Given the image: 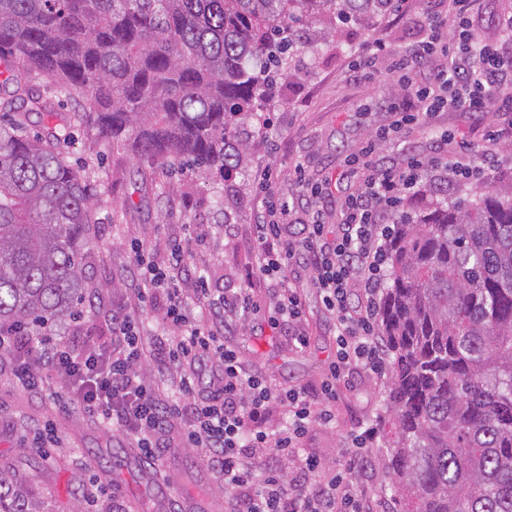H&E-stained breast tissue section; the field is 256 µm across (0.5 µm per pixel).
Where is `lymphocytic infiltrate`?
<instances>
[{
    "label": "lymphocytic infiltrate",
    "mask_w": 512,
    "mask_h": 512,
    "mask_svg": "<svg viewBox=\"0 0 512 512\" xmlns=\"http://www.w3.org/2000/svg\"><path fill=\"white\" fill-rule=\"evenodd\" d=\"M479 12L480 0H448L446 14L429 16L423 40L398 53L376 43L355 70L369 73L383 53L392 71L406 70L439 51L447 66L429 85L406 91L392 111L406 123L444 110L488 111L512 97V15L498 18L496 40L484 41L475 32ZM500 137L490 132L477 157L463 146L443 155L410 157L398 169L363 174L343 205L340 223L332 226L317 219L290 233L275 219L277 200L266 194L267 218L256 226L259 247L238 287L216 295L207 279L192 283L212 320H218L216 330L192 315L174 286L186 272L182 250L172 248L167 263L158 265L142 245L130 243L138 305L162 303L166 322L179 330L175 342H147L135 311L119 308L111 316L109 352L78 346L63 336L7 329L0 332V367H10L18 386L41 395L50 390L48 376H55L69 403L120 430L150 466L160 464L171 448L167 433L174 421L183 422L184 446L200 449L228 493L225 512H372L358 488L359 476L373 465L372 430L346 442L348 462L340 471L327 468L317 455L301 454V443L314 425L334 422L336 391L352 370L378 373L384 367L387 353L376 316L386 241L402 196L418 194L426 182L439 179L452 187L483 185L502 162L496 150ZM293 266L309 271L336 335V356L313 397L272 387L265 377L248 373L240 353L221 338L261 318L293 343L306 345L301 295L287 276ZM257 278L270 290L268 306L251 297ZM149 361L160 371L179 369L177 397L163 396L158 381L146 376L142 366ZM205 364L211 376L203 386L197 371ZM276 412L287 415L286 428L269 429L267 421Z\"/></svg>",
    "instance_id": "f902f5d3"
}]
</instances>
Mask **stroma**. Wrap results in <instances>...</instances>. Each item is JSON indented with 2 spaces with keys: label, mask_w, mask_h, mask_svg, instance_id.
I'll list each match as a JSON object with an SVG mask.
<instances>
[{
  "label": "stroma",
  "mask_w": 512,
  "mask_h": 512,
  "mask_svg": "<svg viewBox=\"0 0 512 512\" xmlns=\"http://www.w3.org/2000/svg\"><path fill=\"white\" fill-rule=\"evenodd\" d=\"M444 8L443 0H405L401 11L365 27L308 24L314 51L302 54L299 72L279 84L276 104L265 114L266 129L247 140L246 167L227 178L198 168L178 171L139 163L124 149L97 139L87 126L75 125L62 152L73 168L90 176L94 222L82 262L87 288L73 306L81 317L65 316L54 330L108 347L112 308L131 296L134 259L127 244L133 239L157 263L167 260L172 246H181L189 272L206 276L213 292L237 285L258 248L254 226L261 182H269L283 208L281 223L308 224L318 212L324 223L336 224L346 196L359 185L358 168L399 166L410 156L433 154L438 131L476 151L488 131H512L511 108L481 115L438 112L405 125L401 137L382 149H370L376 130L400 118L385 107L398 90V76L384 59L371 76H361L353 70L356 57L377 39L394 51L415 45L425 35L428 16ZM332 178L337 181L332 195L311 199L308 186ZM223 195L229 201L217 207L215 200ZM288 277L302 295L307 346L295 347L262 322L240 328L226 341L249 370L276 386L311 393L327 372L336 338L308 273L293 267ZM388 386V375L364 372L340 386L333 404L335 425L314 426L304 450L344 469L343 442L364 426L374 432L372 455L383 459L384 433L390 428ZM50 421L58 429L57 446L35 448L34 431ZM137 455L120 432L99 426L79 408L15 387L8 372L0 371V473L22 494L29 512H112L116 502L123 512H137L147 493L161 500L165 512H178L196 490L205 493L214 512H224V486L194 449H170L159 481ZM359 488L374 512H396L391 476L380 464L363 475Z\"/></svg>",
  "instance_id": "stroma-1"
}]
</instances>
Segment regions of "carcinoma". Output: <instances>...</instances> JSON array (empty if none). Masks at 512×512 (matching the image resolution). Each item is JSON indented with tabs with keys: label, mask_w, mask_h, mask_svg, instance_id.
I'll use <instances>...</instances> for the list:
<instances>
[{
	"label": "carcinoma",
	"mask_w": 512,
	"mask_h": 512,
	"mask_svg": "<svg viewBox=\"0 0 512 512\" xmlns=\"http://www.w3.org/2000/svg\"><path fill=\"white\" fill-rule=\"evenodd\" d=\"M391 0H0V327L34 335L82 297L90 182L59 147L73 123L137 159L228 175L323 14L342 24ZM43 75L58 112L31 84ZM37 118L40 135L22 129ZM387 249L378 332L391 358L384 436L398 512H512V184L474 200L427 189ZM20 493L0 475V512Z\"/></svg>",
	"instance_id": "carcinoma-1"
}]
</instances>
